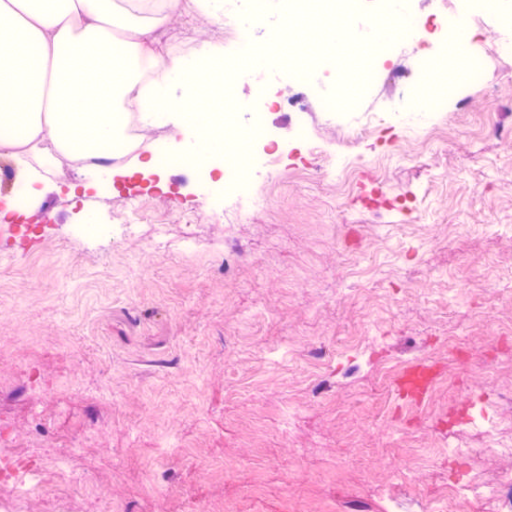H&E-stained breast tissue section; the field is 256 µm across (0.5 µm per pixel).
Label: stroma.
I'll list each match as a JSON object with an SVG mask.
<instances>
[{"mask_svg":"<svg viewBox=\"0 0 512 512\" xmlns=\"http://www.w3.org/2000/svg\"><path fill=\"white\" fill-rule=\"evenodd\" d=\"M471 22L481 85L462 89L439 139L426 127L372 131L342 188L345 125L419 92L410 56L362 111L330 119L307 104L309 138L328 175L295 174V118L264 115L281 151L278 188L238 222L197 171L63 182L44 173L28 197L32 224L0 231V447L62 461L50 501L0 498V512H387L391 495L445 497L448 449H469L477 482L512 472L486 435L462 422L470 400L495 398L498 436L512 441V66L493 54L498 11ZM237 24L173 14L161 46H233ZM134 234L70 239L77 224ZM404 197L375 210V192ZM164 224L156 237L155 224ZM196 241L194 254L181 250ZM320 351L321 361L310 354ZM420 361L439 386L427 406L404 382ZM356 447H349V439ZM415 471L406 485L404 469Z\"/></svg>","mask_w":512,"mask_h":512,"instance_id":"stroma-1","label":"stroma"}]
</instances>
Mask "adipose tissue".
I'll list each match as a JSON object with an SVG mask.
<instances>
[{
	"label": "adipose tissue",
	"instance_id": "adipose-tissue-1",
	"mask_svg": "<svg viewBox=\"0 0 512 512\" xmlns=\"http://www.w3.org/2000/svg\"><path fill=\"white\" fill-rule=\"evenodd\" d=\"M214 21L223 0H0V157L23 175L27 193L42 184L58 154L89 168L112 146H126L129 107L142 124L162 112H186L200 98L213 107L194 126L175 122L173 143L187 165L206 164L224 126V73L201 70L177 84V58H163L156 34L171 12ZM355 68L359 47L333 23L306 27L304 57L316 48Z\"/></svg>",
	"mask_w": 512,
	"mask_h": 512
}]
</instances>
